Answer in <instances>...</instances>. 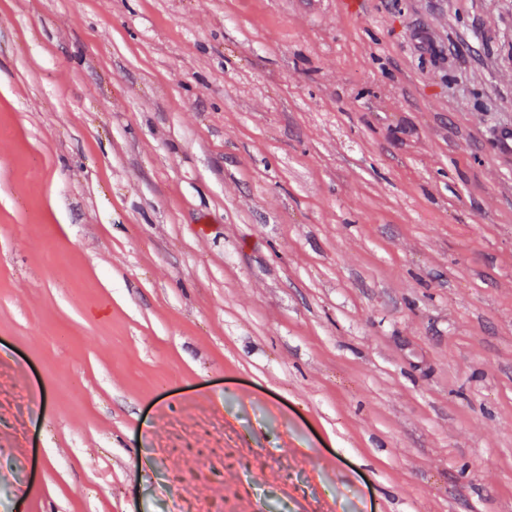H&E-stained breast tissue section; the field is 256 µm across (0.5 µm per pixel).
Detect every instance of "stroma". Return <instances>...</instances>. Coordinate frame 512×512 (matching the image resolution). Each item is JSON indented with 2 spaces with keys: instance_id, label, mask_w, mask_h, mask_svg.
<instances>
[{
  "instance_id": "1",
  "label": "stroma",
  "mask_w": 512,
  "mask_h": 512,
  "mask_svg": "<svg viewBox=\"0 0 512 512\" xmlns=\"http://www.w3.org/2000/svg\"><path fill=\"white\" fill-rule=\"evenodd\" d=\"M0 0V512H512V0Z\"/></svg>"
}]
</instances>
